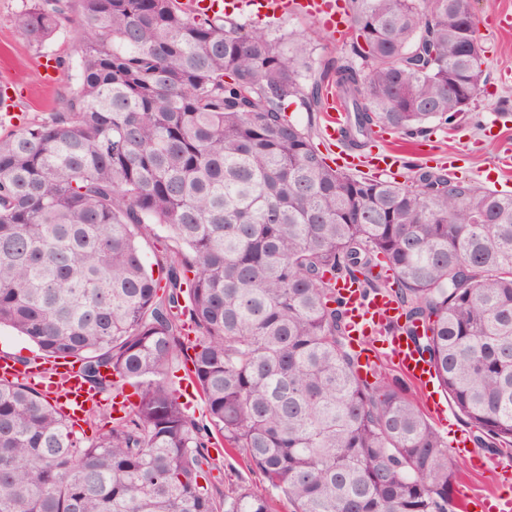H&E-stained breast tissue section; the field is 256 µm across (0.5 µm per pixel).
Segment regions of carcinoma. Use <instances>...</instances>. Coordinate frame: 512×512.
I'll return each instance as SVG.
<instances>
[{"mask_svg": "<svg viewBox=\"0 0 512 512\" xmlns=\"http://www.w3.org/2000/svg\"><path fill=\"white\" fill-rule=\"evenodd\" d=\"M352 56L310 88L301 36L271 37L181 0H30L40 48L80 34L60 108L0 138V327L67 359L97 433L0 379V512H448V443L401 388L357 373L332 277L393 271L400 330L433 363L478 445L512 447V194L425 170L410 183L332 168L311 129L329 95L341 137L459 125L483 82L471 0H345ZM174 243L161 276L139 240ZM423 332H418V325ZM191 361L206 408L181 402ZM137 395L112 415L108 398ZM265 483H210V449ZM285 112L288 118L298 122L300 125L307 127L310 126L313 132V141L318 145L319 149L327 154L325 146L322 144L321 131L323 130V139L327 142H335L340 138L344 114L337 111L334 112H306L300 105L298 100H291L285 105ZM325 124V125H324Z\"/></svg>", "mask_w": 512, "mask_h": 512, "instance_id": "1", "label": "carcinoma"}]
</instances>
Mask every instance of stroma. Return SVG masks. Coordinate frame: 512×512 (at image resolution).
<instances>
[{"label": "stroma", "mask_w": 512, "mask_h": 512, "mask_svg": "<svg viewBox=\"0 0 512 512\" xmlns=\"http://www.w3.org/2000/svg\"><path fill=\"white\" fill-rule=\"evenodd\" d=\"M27 0H0V77L11 78L28 91L31 102L22 109L21 119L35 122L58 106L78 79L80 38L73 28H63L42 49L33 48L16 24L17 15ZM479 17L480 34L486 47L484 80L481 91L470 106L469 117L451 130L431 123L425 133L435 153L434 160L416 155L414 139L389 132L387 143L407 160L400 181H408L431 162H449L448 175L478 186L512 194V31L493 28L490 21L502 12H512V0H474ZM268 30L276 35H304L310 47L307 79L317 78L325 63L349 54L342 38L331 37L314 18L303 13L288 14L268 22ZM67 58L68 66L49 72L47 58ZM450 459L457 473L452 499L462 504L502 491L497 472L499 466L512 465V449L495 453L479 449L469 453L453 448Z\"/></svg>", "instance_id": "obj_1"}]
</instances>
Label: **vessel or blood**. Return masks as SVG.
<instances>
[{"mask_svg":"<svg viewBox=\"0 0 512 512\" xmlns=\"http://www.w3.org/2000/svg\"><path fill=\"white\" fill-rule=\"evenodd\" d=\"M224 7L268 19L295 10L313 16L329 32L345 28L341 0H225ZM336 163L354 169L364 167L372 175L380 176L400 165L401 159L398 152L387 148L364 159L343 152L338 154ZM340 292L346 301L349 334L361 351L363 369H371L379 355L388 354L405 380L427 393H435V370L410 337L398 332L399 309L390 295L378 292L365 296L348 281L341 285ZM0 376L49 393L61 411L74 421L82 418L91 402V394L75 365L64 360L48 367L39 362L24 366L4 357L0 359Z\"/></svg>","mask_w":512,"mask_h":512,"instance_id":"obj_1","label":"vessel or blood"}]
</instances>
